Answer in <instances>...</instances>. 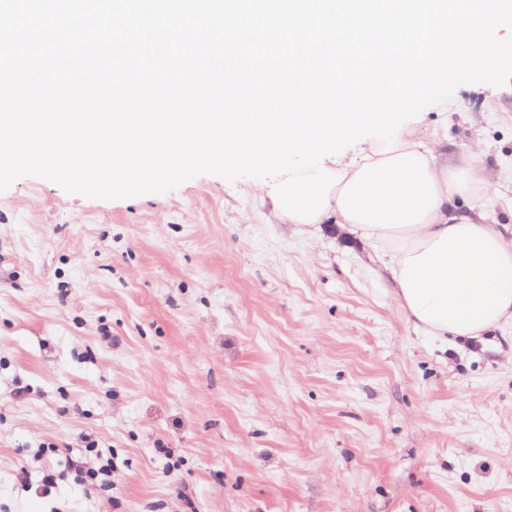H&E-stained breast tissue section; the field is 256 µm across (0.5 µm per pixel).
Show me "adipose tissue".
Here are the masks:
<instances>
[{
	"label": "adipose tissue",
	"mask_w": 512,
	"mask_h": 512,
	"mask_svg": "<svg viewBox=\"0 0 512 512\" xmlns=\"http://www.w3.org/2000/svg\"><path fill=\"white\" fill-rule=\"evenodd\" d=\"M343 180L324 218L381 241L397 295L418 324L436 335L479 340L512 322V241L459 197L491 194L474 161H448L422 132L400 130L393 152L332 158Z\"/></svg>",
	"instance_id": "obj_1"
}]
</instances>
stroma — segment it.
<instances>
[{
  "mask_svg": "<svg viewBox=\"0 0 512 512\" xmlns=\"http://www.w3.org/2000/svg\"><path fill=\"white\" fill-rule=\"evenodd\" d=\"M417 119L512 222V82ZM254 183L0 192V512H512V323L434 337L380 241Z\"/></svg>",
  "mask_w": 512,
  "mask_h": 512,
  "instance_id": "obj_1",
  "label": "stroma"
}]
</instances>
